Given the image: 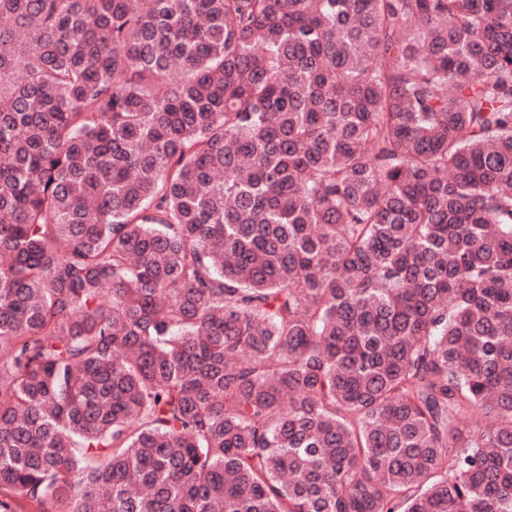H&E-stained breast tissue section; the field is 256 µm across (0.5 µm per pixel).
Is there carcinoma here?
Listing matches in <instances>:
<instances>
[{
	"label": "carcinoma",
	"mask_w": 512,
	"mask_h": 512,
	"mask_svg": "<svg viewBox=\"0 0 512 512\" xmlns=\"http://www.w3.org/2000/svg\"><path fill=\"white\" fill-rule=\"evenodd\" d=\"M0 512H512V0H0Z\"/></svg>",
	"instance_id": "carcinoma-1"
}]
</instances>
